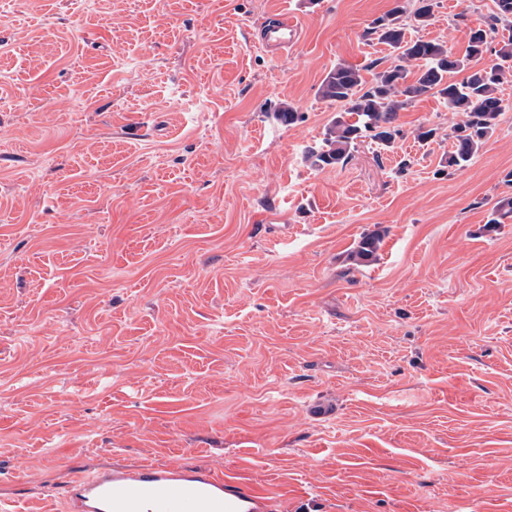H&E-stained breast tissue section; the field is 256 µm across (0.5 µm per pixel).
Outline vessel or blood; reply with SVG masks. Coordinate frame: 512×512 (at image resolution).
Returning a JSON list of instances; mask_svg holds the SVG:
<instances>
[{"instance_id": "obj_1", "label": "vessel or blood", "mask_w": 512, "mask_h": 512, "mask_svg": "<svg viewBox=\"0 0 512 512\" xmlns=\"http://www.w3.org/2000/svg\"><path fill=\"white\" fill-rule=\"evenodd\" d=\"M301 40L299 24L288 14L264 20L253 43L286 56ZM70 512H275V493L246 477L216 472L184 461L106 467L89 474L69 473L62 482Z\"/></svg>"}]
</instances>
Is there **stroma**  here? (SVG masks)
Returning a JSON list of instances; mask_svg holds the SVG:
<instances>
[{"label":"stroma","instance_id":"35a3bbf8","mask_svg":"<svg viewBox=\"0 0 512 512\" xmlns=\"http://www.w3.org/2000/svg\"><path fill=\"white\" fill-rule=\"evenodd\" d=\"M395 4L0 0V512L169 458L286 512H512V218L486 225L512 78L466 168L430 95L394 148L305 159L330 69L391 62L370 27ZM277 9L303 29L283 59L247 40ZM494 10L436 0L407 35L460 55ZM382 240L383 234L380 230L363 234L347 255L348 265L352 266L349 268L357 269L375 261Z\"/></svg>","mask_w":512,"mask_h":512}]
</instances>
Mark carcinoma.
<instances>
[{
  "label": "carcinoma",
  "mask_w": 512,
  "mask_h": 512,
  "mask_svg": "<svg viewBox=\"0 0 512 512\" xmlns=\"http://www.w3.org/2000/svg\"><path fill=\"white\" fill-rule=\"evenodd\" d=\"M434 0H416L415 8L403 5L375 19L371 32L395 52L393 61L366 80L360 69L339 64L321 82L319 93L339 105V111L327 125L322 145L310 148L306 159L318 170L345 166L360 139L369 137L386 148L394 146L401 130L396 125L403 106L427 95L436 94L448 109L461 112L465 120L453 127L450 137L455 149L448 156V166L467 167L492 135L496 119L503 110L498 88L512 68V0H496L497 12L487 28L470 32L465 54L454 55L442 41L406 40L405 30L414 23L425 25L433 14ZM501 36L496 55L500 62L476 69L460 81L452 76L469 68L470 62L483 57L489 41ZM421 62L418 70L411 63ZM276 121L291 126L302 119L294 108L281 105L273 113ZM512 218V197L497 203L486 225L492 227ZM383 240L380 230L363 234L347 255L348 265L356 269L377 259Z\"/></svg>",
  "instance_id": "carcinoma-1"
}]
</instances>
